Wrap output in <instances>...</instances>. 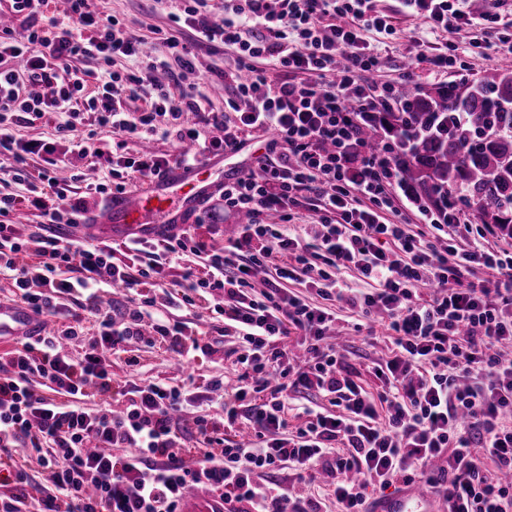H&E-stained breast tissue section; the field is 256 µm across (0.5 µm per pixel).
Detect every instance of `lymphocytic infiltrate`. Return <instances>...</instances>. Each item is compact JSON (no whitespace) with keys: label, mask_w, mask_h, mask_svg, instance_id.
<instances>
[{"label":"lymphocytic infiltrate","mask_w":512,"mask_h":512,"mask_svg":"<svg viewBox=\"0 0 512 512\" xmlns=\"http://www.w3.org/2000/svg\"><path fill=\"white\" fill-rule=\"evenodd\" d=\"M180 2L172 21L195 41L160 36L161 58L95 0H63L51 17L47 0H10L11 22L0 25V176L27 183L23 197L0 191V277L55 320L0 353V512H178L189 486L245 512H328L331 503L365 512L369 491L425 467L447 512H512V253L490 245L500 225L462 223L474 209L464 196L444 219L419 207L417 230L396 206L397 145L367 144L360 126L407 111L404 91L417 81L411 71L394 85L375 79L384 55L363 33L393 32L376 0H223L215 21L213 0ZM403 3L431 33L498 23L505 7ZM18 25L25 40L14 36ZM221 46L235 50L233 68L220 73L234 95L215 112L179 78L203 68L202 49ZM83 58L98 70L78 69ZM119 59L129 67L113 70ZM140 97L147 109H124L123 99ZM83 113L119 138L192 148L121 154L110 181L87 182L85 198L73 200L51 175L55 146L20 141L13 127L53 115L84 157L88 139L71 136ZM268 132L265 160L224 185L225 210L249 217L227 243L212 224L116 246L54 231L87 212L86 197L125 192L130 175L160 180ZM32 155L43 163L35 175ZM25 205L42 223H9ZM297 209L319 224L314 241L293 225ZM173 262L176 279L166 273ZM350 271L361 287L340 285ZM290 281L316 300L288 290ZM105 288L122 289L124 303L103 300ZM203 296L234 331L236 384L148 380L113 400L112 364L137 365L133 346L183 361L212 349L172 314ZM65 297L73 308H62ZM343 310L394 335L390 355L371 368L375 390L328 341ZM294 333L305 338L303 355L288 346ZM305 393L321 403L289 426L288 399ZM197 437L202 447H190ZM25 442L42 451V480L12 453ZM283 469L287 482L271 479Z\"/></svg>","instance_id":"f902f5d3"}]
</instances>
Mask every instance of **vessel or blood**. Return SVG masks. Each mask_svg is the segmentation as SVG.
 <instances>
[{"label":"vessel or blood","instance_id":"vessel-or-blood-1","mask_svg":"<svg viewBox=\"0 0 512 512\" xmlns=\"http://www.w3.org/2000/svg\"><path fill=\"white\" fill-rule=\"evenodd\" d=\"M208 162L190 169L176 168L150 186L110 199L95 210L83 232L89 237L157 239L178 232L193 221L198 206L219 191L224 181L235 177ZM45 319L19 301L0 299V342L24 336H39ZM368 512H445L442 498L421 483L409 482L395 492L371 499ZM179 512H226L222 499L189 487L180 499Z\"/></svg>","mask_w":512,"mask_h":512}]
</instances>
